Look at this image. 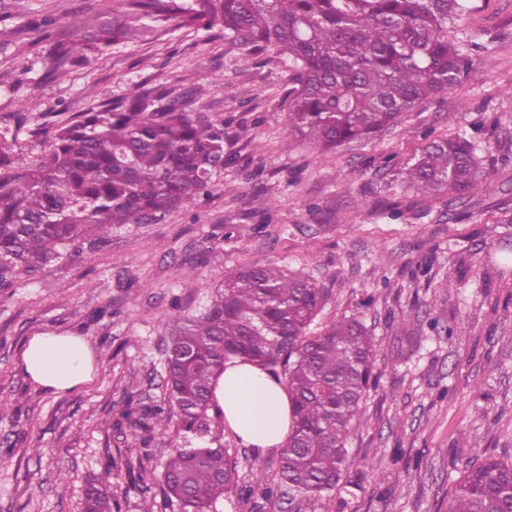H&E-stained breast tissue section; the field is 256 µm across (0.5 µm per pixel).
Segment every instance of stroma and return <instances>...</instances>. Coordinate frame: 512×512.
Here are the masks:
<instances>
[{"label":"stroma","instance_id":"35a3bbf8","mask_svg":"<svg viewBox=\"0 0 512 512\" xmlns=\"http://www.w3.org/2000/svg\"><path fill=\"white\" fill-rule=\"evenodd\" d=\"M123 11V0H0V133L18 158L38 160L47 129L91 106L90 92L114 100L163 84L206 86L189 108L223 119L235 161L209 198L103 241L87 237L0 286V398L13 410L0 419V512H82L86 486L107 471L116 512H181L162 474L183 438L136 430L131 415L163 404L172 334L243 266L279 267L324 288L310 334L356 316L379 351L347 444L353 486L268 496L256 473L274 474L279 452L255 454L214 426L207 437L228 450L239 486L211 512H448L462 471L512 462V0H468L449 23V40L474 59L459 85L373 140L329 152L288 128L287 65L215 30L152 34L46 77L49 45L28 22L61 27L75 12ZM457 133L480 143L490 189H407L406 162ZM404 314L413 335L397 327ZM41 333L85 337L92 381L53 393L28 379L21 352Z\"/></svg>","mask_w":512,"mask_h":512}]
</instances>
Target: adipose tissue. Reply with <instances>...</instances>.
Wrapping results in <instances>:
<instances>
[{"instance_id": "ef3b65f1", "label": "adipose tissue", "mask_w": 512, "mask_h": 512, "mask_svg": "<svg viewBox=\"0 0 512 512\" xmlns=\"http://www.w3.org/2000/svg\"><path fill=\"white\" fill-rule=\"evenodd\" d=\"M23 371L43 389L56 393L91 381L92 352L81 336L41 334L31 337L23 355ZM215 395L224 425L256 452L281 448L291 427L290 402L280 379L255 363H226Z\"/></svg>"}]
</instances>
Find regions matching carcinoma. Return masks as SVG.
<instances>
[{"label": "carcinoma", "mask_w": 512, "mask_h": 512, "mask_svg": "<svg viewBox=\"0 0 512 512\" xmlns=\"http://www.w3.org/2000/svg\"><path fill=\"white\" fill-rule=\"evenodd\" d=\"M467 0H125V20L76 17L70 33L33 21L49 42L46 74L59 75L114 45L177 21L218 30L224 40L288 61V127L322 151L369 139L402 113L459 84L472 57L448 40V22ZM193 86L137 88L57 126L35 163L21 162L0 136V283L33 271L93 233L159 220L209 193L224 173V121L187 109ZM421 193L477 194L490 186L477 147L463 135L431 140L404 168ZM326 294L279 268L242 267L224 276L204 312L185 319L167 357L169 407L140 410L136 425L190 433L215 411L214 382L224 363L246 357L280 372L292 405L278 489L329 493L354 465L346 448L372 377L374 336L358 319L335 321L317 336L310 324ZM224 445L180 448L166 463L165 491L184 512H209L235 484ZM449 512H512V464L486 460L456 481ZM112 512V482L85 490L83 512Z\"/></svg>", "instance_id": "cac0c4a2"}]
</instances>
